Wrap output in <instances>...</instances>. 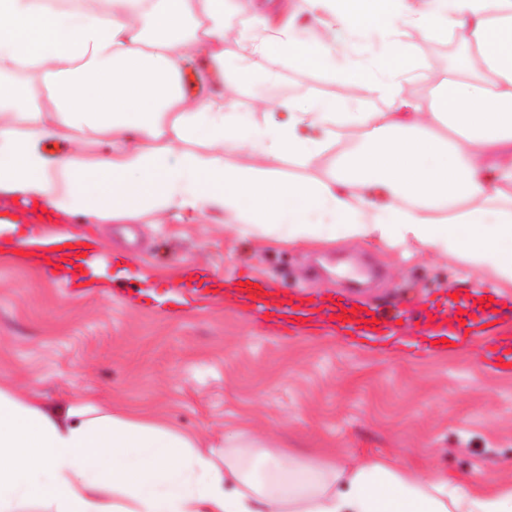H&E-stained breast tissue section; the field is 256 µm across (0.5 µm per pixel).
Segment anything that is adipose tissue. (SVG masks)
Segmentation results:
<instances>
[{
	"label": "adipose tissue",
	"instance_id": "adipose-tissue-1",
	"mask_svg": "<svg viewBox=\"0 0 512 512\" xmlns=\"http://www.w3.org/2000/svg\"><path fill=\"white\" fill-rule=\"evenodd\" d=\"M227 2L0 0V197L93 224L220 213L241 236L292 247L415 245L512 286V0H299L323 35L258 18L235 58ZM410 28L468 29L482 74L448 76L417 111L404 85L427 64ZM272 61L350 95L260 122L210 90L268 80ZM351 129L357 141L335 149ZM64 130L74 138L51 150ZM327 154L325 178L284 174ZM270 443L238 435L204 451L161 416L81 393L48 407L0 385V512H512V484L488 473Z\"/></svg>",
	"mask_w": 512,
	"mask_h": 512
}]
</instances>
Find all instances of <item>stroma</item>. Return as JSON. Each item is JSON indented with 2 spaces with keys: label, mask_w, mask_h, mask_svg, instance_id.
I'll list each match as a JSON object with an SVG mask.
<instances>
[{
  "label": "stroma",
  "mask_w": 512,
  "mask_h": 512,
  "mask_svg": "<svg viewBox=\"0 0 512 512\" xmlns=\"http://www.w3.org/2000/svg\"><path fill=\"white\" fill-rule=\"evenodd\" d=\"M295 12L294 0H244L224 17L225 56L240 53L238 33L253 16L275 27ZM410 39L431 71L404 93L425 111L436 83L471 48L454 39L430 41L416 30ZM273 72L225 91V99L247 112L253 94H266L280 120L286 101L348 95L344 86L300 71ZM98 231L117 260L94 274V290H66L0 255L1 381L36 391L49 406L66 404L80 389L115 407L160 413L216 446L240 431L271 433L285 453L348 448L462 478L488 471L512 484V374L477 365L476 346L431 355L364 349L329 324L288 340L232 301L176 317L156 303L165 288L182 283L188 266L227 277L249 272L277 292L324 301L348 286L328 269L340 259L380 273L372 287L351 292L353 302L411 314L412 330H435L448 322L440 310L451 295L467 302L476 296L477 274L456 258L407 257L379 242L288 247L238 237L220 214L186 222L145 213ZM136 268L152 270L153 278L131 281L122 297L102 293L101 284Z\"/></svg>",
  "instance_id": "1"
}]
</instances>
